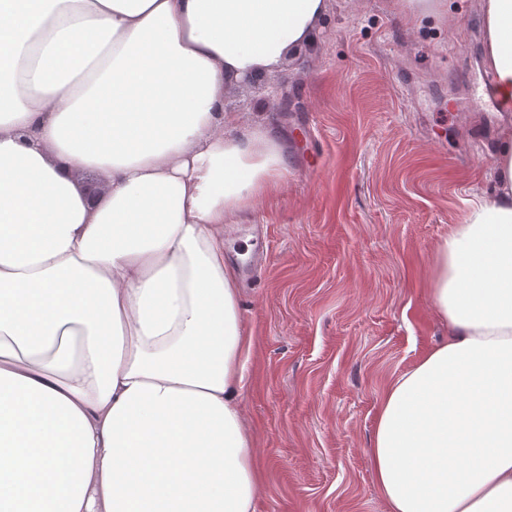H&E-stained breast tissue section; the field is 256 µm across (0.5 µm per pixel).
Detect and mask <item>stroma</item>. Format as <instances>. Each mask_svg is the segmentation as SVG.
Returning <instances> with one entry per match:
<instances>
[{
    "label": "stroma",
    "mask_w": 512,
    "mask_h": 512,
    "mask_svg": "<svg viewBox=\"0 0 512 512\" xmlns=\"http://www.w3.org/2000/svg\"><path fill=\"white\" fill-rule=\"evenodd\" d=\"M479 0L411 22L395 0H331L316 51L278 86L226 101L288 158L283 189L224 229L252 347L243 406L255 512H387L369 461L385 388L448 336L432 256L492 164L496 104L463 115L483 73Z\"/></svg>",
    "instance_id": "obj_1"
}]
</instances>
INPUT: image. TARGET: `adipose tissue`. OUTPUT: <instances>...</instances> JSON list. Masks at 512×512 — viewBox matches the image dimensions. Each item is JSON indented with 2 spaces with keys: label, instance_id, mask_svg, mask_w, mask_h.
Returning <instances> with one entry per match:
<instances>
[{
  "label": "adipose tissue",
  "instance_id": "1",
  "mask_svg": "<svg viewBox=\"0 0 512 512\" xmlns=\"http://www.w3.org/2000/svg\"><path fill=\"white\" fill-rule=\"evenodd\" d=\"M512 112V0H479ZM327 0H0V512H254L224 227L288 163L228 94L315 45ZM450 225L448 339L385 389L388 512H512V125ZM106 189L89 204L82 176Z\"/></svg>",
  "mask_w": 512,
  "mask_h": 512
}]
</instances>
